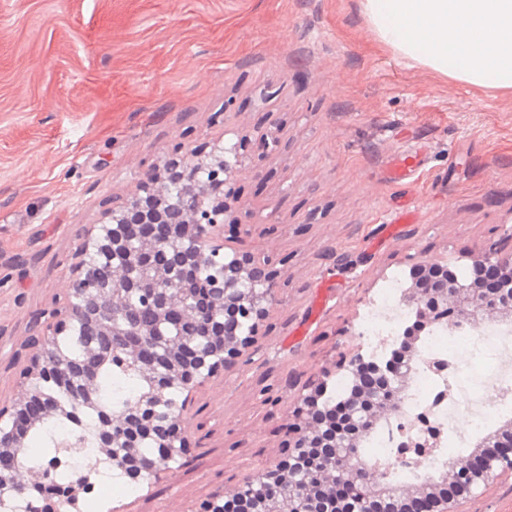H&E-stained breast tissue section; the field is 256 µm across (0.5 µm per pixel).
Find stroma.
I'll use <instances>...</instances> for the list:
<instances>
[{"label":"stroma","instance_id":"obj_1","mask_svg":"<svg viewBox=\"0 0 512 512\" xmlns=\"http://www.w3.org/2000/svg\"><path fill=\"white\" fill-rule=\"evenodd\" d=\"M268 131L279 146L265 155ZM240 138L257 162L224 254L270 258L277 302L257 344L197 393L174 478L109 507L193 512L281 461L299 391L341 378L382 280L423 261L470 268L512 221V94L409 65L357 0H0V400L82 226L109 223L174 147ZM407 148L421 163L390 179ZM456 510L512 512V473Z\"/></svg>","mask_w":512,"mask_h":512}]
</instances>
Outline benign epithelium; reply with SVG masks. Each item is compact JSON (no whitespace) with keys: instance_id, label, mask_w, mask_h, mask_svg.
I'll list each match as a JSON object with an SVG mask.
<instances>
[{"instance_id":"obj_1","label":"benign epithelium","mask_w":512,"mask_h":512,"mask_svg":"<svg viewBox=\"0 0 512 512\" xmlns=\"http://www.w3.org/2000/svg\"><path fill=\"white\" fill-rule=\"evenodd\" d=\"M245 141L224 148V156L212 154L200 160L212 178L234 181L250 169L252 157L243 153ZM189 165L188 158L174 153L163 166L150 176L154 185L167 190L179 184L174 172ZM165 210L152 219L164 222V233H147L128 237L122 224L124 210H112L111 222L93 224L80 236L70 275L63 282L56 306L33 316V333L12 353L11 364L20 365L13 395L0 402V500L5 497L22 500L30 488L42 483L45 470L24 468L17 464L22 450L28 447V433L21 421L35 425L51 420L67 409L46 396L42 385L52 383L66 390L75 405L89 406L98 399L97 379L91 377L93 366L112 354L115 327L132 315V298L138 296L154 306L157 319L145 334L126 339L123 355L128 365L138 373L155 379L157 392L146 393L133 406L120 411L99 410L96 425V448L112 459V470L131 482L147 487L166 474L173 476L168 462L183 454L194 434L191 409L195 394L224 371L225 365L243 355L257 340V323L264 317L267 306L275 301V285L266 261L253 255H233L224 260L222 277L213 282L214 300L207 333L200 335L192 328L194 302L191 290L179 284L178 269L191 265L197 274H205L207 259L224 239V221L220 216L231 210L225 199L210 200L209 188L198 187L192 202L183 203L173 197L160 198ZM95 251L100 261L96 265L82 262V254ZM480 263L512 271V251L496 248L483 250ZM403 302L414 308L419 320L426 324L435 316L429 304L451 307L461 318L478 322L483 317L494 318L501 305H512V296L500 292L484 295L478 289L446 279L426 292L414 284L407 289ZM245 317L252 321L248 331L227 332L228 322L239 323ZM82 320L93 336L83 347L81 356L73 358L60 345V337ZM379 369L393 376L398 393L406 389L411 363L397 364L387 360ZM174 387L182 395L177 409L161 415L158 407L161 392ZM318 386L302 397L303 406L288 417V431L295 448H305L319 431L313 420L302 418L304 406L313 405L323 397ZM149 445L152 465L138 462L140 449ZM472 470L479 482L486 483L504 472H512V448H503L494 455L474 454L448 468L451 475L458 469ZM321 486L306 490V499L329 489L353 484L360 485L363 506L377 497L381 482L378 473L345 457L339 463L322 470ZM84 487L78 480L60 488L59 502L48 503L38 512H79ZM246 498L244 486L235 485L215 491L202 505L201 512H224V501ZM404 499L414 502L417 512H451L459 496L442 498L433 487L426 486L416 493L404 492Z\"/></svg>"}]
</instances>
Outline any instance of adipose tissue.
I'll return each mask as SVG.
<instances>
[{"label":"adipose tissue","instance_id":"obj_1","mask_svg":"<svg viewBox=\"0 0 512 512\" xmlns=\"http://www.w3.org/2000/svg\"><path fill=\"white\" fill-rule=\"evenodd\" d=\"M379 43L437 75L512 91V0H359Z\"/></svg>","mask_w":512,"mask_h":512}]
</instances>
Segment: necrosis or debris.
Returning <instances> with one entry per match:
<instances>
[{"label": "necrosis or debris", "instance_id": "4bbe7bcc", "mask_svg": "<svg viewBox=\"0 0 512 512\" xmlns=\"http://www.w3.org/2000/svg\"><path fill=\"white\" fill-rule=\"evenodd\" d=\"M404 284L391 278L366 307L358 337L370 351L400 335L412 315ZM512 416V321L475 324L439 316L424 329L411 384L398 413L369 430L357 456L397 475L444 470L472 440ZM432 440L423 453L405 450L407 439Z\"/></svg>", "mask_w": 512, "mask_h": 512}]
</instances>
